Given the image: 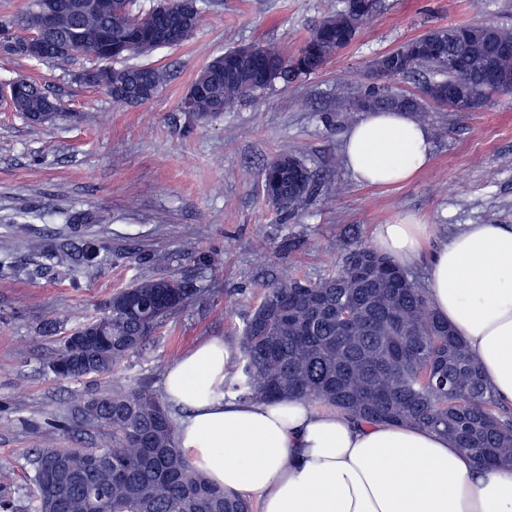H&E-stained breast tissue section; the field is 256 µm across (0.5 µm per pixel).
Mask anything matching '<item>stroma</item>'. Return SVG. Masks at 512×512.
Returning <instances> with one entry per match:
<instances>
[{
	"mask_svg": "<svg viewBox=\"0 0 512 512\" xmlns=\"http://www.w3.org/2000/svg\"><path fill=\"white\" fill-rule=\"evenodd\" d=\"M340 0H204L191 38L160 48L147 64L166 69L159 93L139 106L113 104L79 76L85 58L36 61L0 54V85L26 76L61 106L63 120L29 125L0 109V459L14 472L0 496L29 512L36 448H100L105 430L68 415L77 396L147 384L200 341L240 332L261 285L293 274L315 281L340 259L343 241L372 243L376 225L413 216L439 246L465 224L512 225V94L468 112L426 103L416 121L430 133L429 165L396 187L357 182L342 143L362 110L337 99L378 84L373 62L429 29L499 24L512 28V0H382L352 43L319 73L241 100L205 122L179 111L196 74L228 48L272 45L290 53ZM92 122H85L84 114ZM299 155L317 191L279 213L257 189L263 166ZM100 251L97 272L74 266L28 278L27 269L84 240ZM170 258L166 266L154 255ZM167 276L207 291L209 302L171 315L144 350L111 373L57 378L45 365L66 336L100 315L112 294ZM54 335L40 331L44 321Z\"/></svg>",
	"mask_w": 512,
	"mask_h": 512,
	"instance_id": "obj_1",
	"label": "stroma"
}]
</instances>
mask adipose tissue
<instances>
[{
    "mask_svg": "<svg viewBox=\"0 0 512 512\" xmlns=\"http://www.w3.org/2000/svg\"><path fill=\"white\" fill-rule=\"evenodd\" d=\"M344 156L357 182L400 185L429 164L431 141L408 114L371 110L346 133ZM427 238L405 217L377 225L373 246L408 266ZM427 283L433 310L512 403V225H464L432 254ZM234 356L223 339L200 343L167 368L162 393L186 412L177 444L189 462L261 512H512V466L476 468L436 431L357 424L296 397L225 400Z\"/></svg>",
    "mask_w": 512,
    "mask_h": 512,
    "instance_id": "adipose-tissue-1",
    "label": "adipose tissue"
}]
</instances>
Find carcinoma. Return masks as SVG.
<instances>
[{"instance_id":"obj_1","label":"carcinoma","mask_w":512,"mask_h":512,"mask_svg":"<svg viewBox=\"0 0 512 512\" xmlns=\"http://www.w3.org/2000/svg\"><path fill=\"white\" fill-rule=\"evenodd\" d=\"M342 0L291 54L274 46H238L214 58L192 81L180 111L199 120L214 118L240 100L275 82L291 83L322 70L339 46L350 44L361 23L379 6L356 8ZM135 0H30L20 22L0 20V35L24 44L37 33L40 14L49 9L54 26L42 36L40 60L90 58L114 62L148 56L164 47L158 33L180 31L186 42L195 27L176 26V0H158L147 11ZM488 25L428 30L391 50L392 59L408 60L381 77L407 76L425 67L426 84L444 87L465 80L476 109L491 98L512 92V54L489 56L480 35ZM167 80L160 67L112 69L105 89L117 105L131 106L142 94L155 96ZM12 111L28 121L55 112L57 103L37 82L16 79ZM371 88L358 99H344L347 112L370 100L373 108L421 112L424 101L407 96L400 104ZM266 201L277 210L294 207L313 194L311 171L295 154L283 152L267 162L259 176ZM332 274L308 282L289 277L269 286L252 308L240 339V356L224 381L235 397L274 402L296 396L335 409L357 423L391 422L435 430L468 454L478 467L512 465V408L502 405L483 379L459 334L440 319L425 291L402 269L390 280L350 277L354 260L383 259L365 243H344ZM72 254L58 252L51 264L32 274L67 266ZM202 300L183 280L148 278L116 291L106 312L88 323L97 336L85 347L63 346L48 358L56 376L81 378L114 369L143 349L169 315ZM77 414L112 432L106 448H36L29 462L35 492L33 512H251L250 503L212 484L195 470L177 446L174 420L148 386L114 390L76 399Z\"/></svg>"}]
</instances>
